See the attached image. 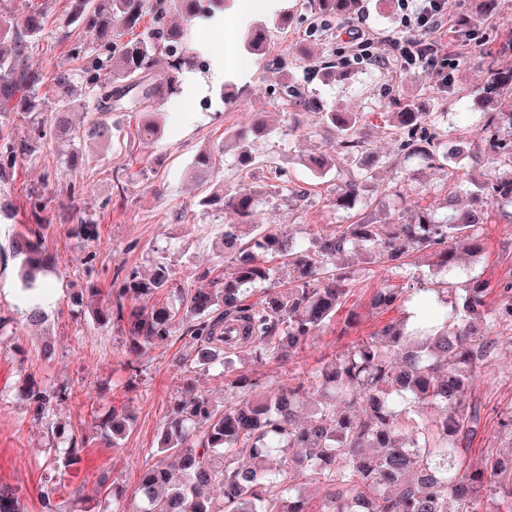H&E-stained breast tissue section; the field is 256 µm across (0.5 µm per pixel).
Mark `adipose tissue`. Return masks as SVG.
I'll return each mask as SVG.
<instances>
[{
    "label": "adipose tissue",
    "instance_id": "adipose-tissue-1",
    "mask_svg": "<svg viewBox=\"0 0 512 512\" xmlns=\"http://www.w3.org/2000/svg\"><path fill=\"white\" fill-rule=\"evenodd\" d=\"M277 7L278 0H233L228 13L216 14L207 21L212 36L198 42L197 47L211 57L212 80H219L226 71L245 67V60L234 49L238 29L247 25L256 14L271 12Z\"/></svg>",
    "mask_w": 512,
    "mask_h": 512
}]
</instances>
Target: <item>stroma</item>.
Listing matches in <instances>:
<instances>
[{
  "mask_svg": "<svg viewBox=\"0 0 512 512\" xmlns=\"http://www.w3.org/2000/svg\"><path fill=\"white\" fill-rule=\"evenodd\" d=\"M484 0H447L440 29L423 33L411 23L407 0H366L365 10L351 25L327 21L311 11L307 0H281L277 11L261 13L253 22L270 34L266 56L248 55V65L208 83L195 95L180 94L153 104L162 113L161 134L142 140L137 112H111L105 119L113 126L112 141L90 144L80 138L52 139L34 146L33 153L18 160L14 175L0 184V318L8 329L0 335V484L11 487L28 512H42L40 487L56 483L53 499L58 512H113L112 489L123 488L121 503L135 512L134 490L139 474L158 457V432L171 404L182 397L186 383L216 401H225L229 378L223 368L201 370L193 363L194 347L175 325L167 340L156 343L129 368L128 340L119 323L97 324L91 309L103 306L114 279L129 272L149 277L158 257H167L173 283L184 288L198 285L197 275L210 271L223 275L228 262L216 237L224 214L201 205L204 195L186 177L198 150L215 151V182L224 188L257 192L250 218L254 224H271L284 237L297 242L333 231L368 214L399 217L417 208H438L453 184L489 171L512 176V167L482 145L479 157L429 164L399 146L383 115L389 98L410 97L424 101L436 118L429 130L441 150L475 140V122L489 97L487 70L512 69V0H497L494 20L484 18ZM45 29L30 54V65L45 80L40 90L46 111L59 102L51 79L57 70L71 69L84 80L75 47L91 49L94 37L82 27L66 26L69 0H49ZM290 15L288 28H280L281 15ZM370 33L368 57L354 48L357 33ZM480 42L485 57L460 59L463 40ZM434 44L430 60L405 65L400 49L405 42ZM336 63L335 80L322 76L323 60ZM449 75L441 88L440 75ZM294 80L325 104L365 115V149L358 161L372 168L373 183L362 190V200L350 211L333 207L331 198L349 164L337 157L331 170L313 171L308 160L317 153H331L336 137L318 123L313 113L302 111L287 96L285 83ZM265 121L268 135L255 139L250 167L240 166L232 148L224 144L226 132ZM79 150V165L63 171L67 152ZM307 190L306 200L294 201L276 186L277 179ZM41 202V216H34V202ZM484 250L476 258H463V276L445 279L436 271L427 252L408 251L406 273L391 271L389 264L368 265L356 256L344 257L350 273V292L335 319L310 337L292 358L254 360L251 349L233 354L238 372L262 378L269 384H295L308 380L325 362L335 360L352 345L382 326L405 319L408 304L377 311L370 300L381 288L410 293L423 288H445L463 297L466 276L488 281V305H496L503 285L512 283V208L496 202L487 205ZM91 215L100 236L81 249L70 229L80 214ZM43 219V246L53 270L48 276L43 308L47 319L31 325L17 287L21 262L12 252V241L24 225ZM356 323H348L349 313ZM498 346L474 382L470 398L480 404L481 417L474 434L462 441L467 465L485 467L488 458L512 447V434L501 422L512 412V325L494 328ZM51 345L52 358L42 348ZM66 388L64 400L52 401L42 419H35L21 389L28 382ZM123 410L130 428L119 447L108 445L95 429L97 417L110 409ZM80 434L85 449L80 463L57 472L48 454L62 433Z\"/></svg>",
  "mask_w": 512,
  "mask_h": 512,
  "instance_id": "1",
  "label": "stroma"
}]
</instances>
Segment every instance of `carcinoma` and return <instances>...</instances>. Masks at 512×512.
<instances>
[{
  "label": "carcinoma",
  "mask_w": 512,
  "mask_h": 512,
  "mask_svg": "<svg viewBox=\"0 0 512 512\" xmlns=\"http://www.w3.org/2000/svg\"><path fill=\"white\" fill-rule=\"evenodd\" d=\"M67 24L83 26L98 39L99 52L85 55L87 69L95 73L88 90L75 83L68 69L56 72L53 85L58 98H93L95 111L86 113L81 137L105 142L112 126L102 115L110 112H142L140 135L157 136L159 118L149 111L154 101L180 92V70L193 64L183 48L181 30L136 33L143 19V0H70ZM322 17L346 24L364 8L363 0H309ZM47 10L43 5H23L20 23L0 29V117L11 112L32 116L30 133L17 140L0 135V183L11 180L17 159L32 152V143L49 135H67L72 126L68 111L43 115L39 88L42 73L28 65V50L36 46L44 30ZM135 36L124 41L130 33ZM248 50L267 53V30L251 27L246 35ZM167 55L169 71H158L159 54ZM492 89L507 93L489 98L488 111L476 124L477 136L512 165V70L487 69ZM288 95L306 112L318 115L319 123L336 132V150L349 161L365 148L361 131L365 116L342 112L294 86ZM432 113L415 98L400 103L391 113L392 127L404 136L400 146L430 163L451 161L439 152L435 137L426 135ZM260 123L252 131L236 130L228 137L235 143L237 158L248 166L253 160L249 135L261 136ZM215 164L212 151L203 149L193 159L190 178L200 186L211 184ZM371 170L355 166L336 188L333 206L349 210L359 199ZM472 198L466 210L438 216L430 208L414 210L393 222L377 224L360 219L340 224L321 234L310 245L291 244L281 234L261 224H245L255 208V194L216 190L204 203L221 202L224 224L219 230L224 255L231 259L221 279L201 274L205 284L173 295L185 309V335L196 345L194 364L205 369L215 364L219 352L227 354L250 346L259 356L279 353L282 344L296 349L327 326L345 304L349 292L347 272L332 262L351 247H363L369 255H381L394 268H403V247L433 253L436 266L449 276L461 273L459 246L476 255L483 251L481 230L487 223L484 198L495 197L512 206V178L487 181L473 177L459 185ZM42 225L26 228L13 241V252L22 257L19 281L26 294L43 287L42 276L52 261L40 244ZM71 233L83 242L99 237L98 224L81 217ZM250 235L243 242L244 235ZM287 258L293 280L282 289L270 288L266 306L246 303L245 294L258 283H274L276 267L266 256ZM167 258L156 261L152 276L142 278L131 271L113 289V303L93 311L96 323L112 319L123 323L129 350L138 355L172 335L175 323L170 306L156 305L149 311L128 307L127 299L164 293L171 286ZM491 288L471 278L464 297L455 301L440 293L427 299L438 315L408 332L387 324L374 335L352 346L336 360L319 367L309 383L265 387L258 378L238 374L227 390L234 399L219 407L188 385L176 400L162 427L163 457L144 468L135 494L142 507L137 512H349L360 503L363 512H512V454L497 457L487 469H466L457 462L455 448L478 422L477 410L468 395L484 362L496 350L491 330L500 323L512 324V285L500 291L493 309H485ZM400 294L381 288L370 305L384 310ZM311 389L323 401L306 421L299 413L306 407ZM26 396L33 415L45 413L52 399L63 400L66 389L50 392L29 384ZM430 403L441 413L433 428L400 416L392 406L396 398ZM104 437L117 440L126 425L111 411L95 422ZM301 454L283 467L271 470L265 461L274 452ZM82 444L68 441L62 460L69 468L81 460ZM297 469L309 470L322 484L318 506L289 486ZM223 489L222 505L214 506L210 489ZM0 512H24L16 494L0 487Z\"/></svg>",
  "instance_id": "obj_1"
}]
</instances>
